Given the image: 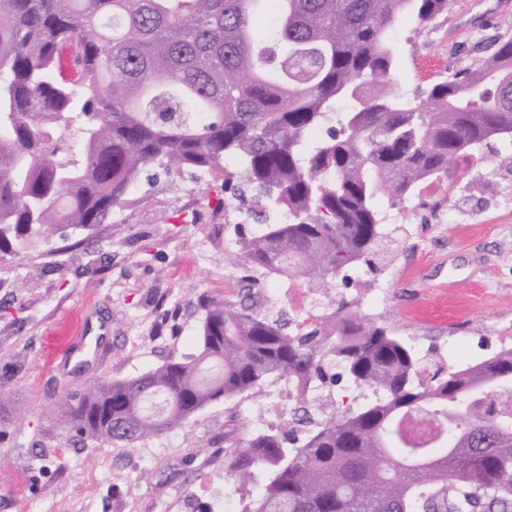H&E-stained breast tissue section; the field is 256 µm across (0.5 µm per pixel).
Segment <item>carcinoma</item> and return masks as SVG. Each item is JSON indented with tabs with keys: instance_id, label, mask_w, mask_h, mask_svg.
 <instances>
[{
	"instance_id": "carcinoma-1",
	"label": "carcinoma",
	"mask_w": 512,
	"mask_h": 512,
	"mask_svg": "<svg viewBox=\"0 0 512 512\" xmlns=\"http://www.w3.org/2000/svg\"><path fill=\"white\" fill-rule=\"evenodd\" d=\"M450 2L0 0V253L72 229L92 256L145 171L191 170L265 201L227 260L320 291L388 236L382 199L397 207L512 138L511 36L402 90L396 19L423 25ZM72 51L74 82L61 74ZM351 307L325 317L328 335L206 298L196 353L90 384L60 417L73 438L130 445L271 379L318 391L333 363L364 398L294 409L302 445L272 428L224 433V486L257 488L243 512H512V352L422 381L416 351ZM418 414L451 434L408 438Z\"/></svg>"
}]
</instances>
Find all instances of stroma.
Masks as SVG:
<instances>
[{
  "label": "stroma",
  "instance_id": "obj_1",
  "mask_svg": "<svg viewBox=\"0 0 512 512\" xmlns=\"http://www.w3.org/2000/svg\"><path fill=\"white\" fill-rule=\"evenodd\" d=\"M512 19V0H453L447 14L425 25L409 17L395 27L397 78L407 92L488 55ZM493 141L458 182L388 210L396 233L380 244L376 273L360 283L336 278L318 299L324 312L356 299L357 287L382 284L389 295L374 325L435 348L438 365L494 355L512 325V175ZM224 181L182 172L142 179L131 202L95 232L98 270L70 241L54 252L0 257V512H185L223 496L224 433L246 435L276 424L273 411L245 418L272 383L250 395L218 400L181 428L131 444L69 439L53 409L97 381L123 380L195 353L202 298H237L245 271L225 259L254 222L226 211ZM458 210L445 224L424 220L435 202ZM99 328L111 349L104 361L85 357L57 366L53 352L82 322Z\"/></svg>",
  "mask_w": 512,
  "mask_h": 512
}]
</instances>
